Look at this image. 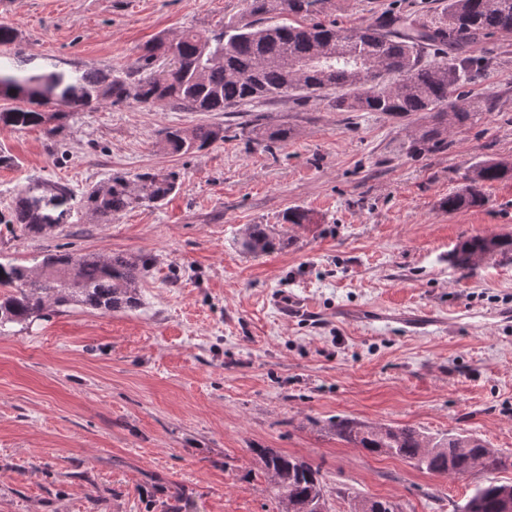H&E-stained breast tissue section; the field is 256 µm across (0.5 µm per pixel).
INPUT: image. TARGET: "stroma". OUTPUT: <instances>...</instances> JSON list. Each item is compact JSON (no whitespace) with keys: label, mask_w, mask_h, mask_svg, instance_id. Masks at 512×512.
Masks as SVG:
<instances>
[{"label":"stroma","mask_w":512,"mask_h":512,"mask_svg":"<svg viewBox=\"0 0 512 512\" xmlns=\"http://www.w3.org/2000/svg\"><path fill=\"white\" fill-rule=\"evenodd\" d=\"M442 0H325L320 20L360 28L390 12L442 20ZM246 0H0L26 69L126 70L156 35L247 18ZM482 71L459 87L475 115L421 155L427 113L336 110L332 97H279L225 112L135 102L73 112L64 151L41 128H0L17 165L0 169V213L29 179L66 185L62 224L38 237L0 224V256L51 251L148 256L139 308L48 307L0 334V512H284L256 455L319 465L328 512L354 496L397 512H458L512 465L445 477L348 446L350 418L464 432L512 461V261L460 278L449 252L512 235V179L484 206L441 202L469 166L512 161V36H487ZM222 127L206 149L171 155L160 129ZM284 127L270 141L263 129ZM180 172L156 206L99 223L76 199L115 175ZM308 211L294 227L289 209ZM269 224L285 248L239 241Z\"/></svg>","instance_id":"obj_1"}]
</instances>
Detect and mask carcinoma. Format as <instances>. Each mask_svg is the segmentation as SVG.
Listing matches in <instances>:
<instances>
[{
    "label": "carcinoma",
    "instance_id": "cac0c4a2",
    "mask_svg": "<svg viewBox=\"0 0 512 512\" xmlns=\"http://www.w3.org/2000/svg\"><path fill=\"white\" fill-rule=\"evenodd\" d=\"M322 4L323 0H248L254 20L207 34L189 29L172 39L161 35L118 74L95 67L26 72L0 63V97L14 101L0 109V126L41 127L53 139L66 113L103 104L133 100L161 103L179 112H224L257 99L309 97L333 88L343 90L334 100L340 111L380 112L393 118L429 112L440 121L450 111L457 123L464 124L475 112L453 101L460 81L480 64L476 52L486 36L512 35V0H448L446 19L438 25L416 15L388 13L356 30L320 20L259 26L263 15L309 17L319 14ZM423 48L434 50L440 60L421 63ZM389 77L405 84L395 90ZM75 87L82 96L71 95ZM159 135L162 148L175 155L203 150L224 138L223 130L211 125L167 126ZM440 135L438 127L425 129L411 139L409 150L420 154L439 142ZM508 178L511 162L472 165L462 190L448 195L442 206L450 211L481 207L484 185ZM179 179L177 171L145 172L133 180L114 176L106 187L83 195L79 204L100 223L110 224L128 209L164 201ZM68 195L65 186L34 181L18 189L3 223L38 236L51 224V211ZM283 244L268 224L249 225L241 241L243 250L255 256ZM493 255L511 256L512 237H471L448 253V261L464 278ZM150 263L149 257L73 252L43 254L33 268L0 261V333L39 315L48 304H77L103 312L133 310L140 305L141 283ZM332 428L355 448L411 461L428 473L468 475L482 456L487 470L506 466L502 457L471 435L450 432L432 437L409 426H377L354 419L334 422ZM257 456L287 512H314L318 502L326 500V484L312 463L271 448L258 450ZM506 487L512 489V484L477 485L466 504L474 505V512H503ZM358 503L360 512H394L385 501L360 498Z\"/></svg>",
    "mask_w": 512,
    "mask_h": 512
}]
</instances>
